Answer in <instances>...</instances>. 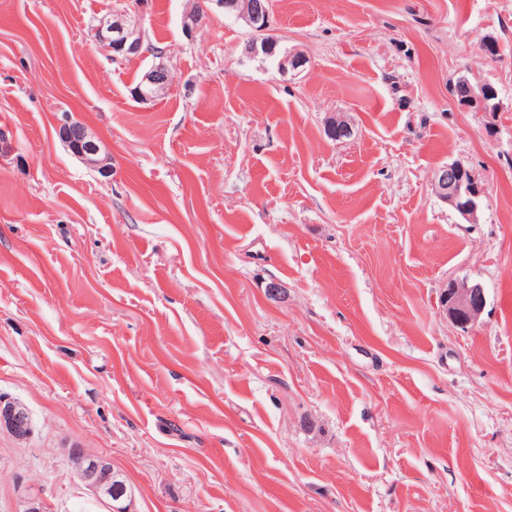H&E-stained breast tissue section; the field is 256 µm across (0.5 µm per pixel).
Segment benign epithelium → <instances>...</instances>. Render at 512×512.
I'll list each match as a JSON object with an SVG mask.
<instances>
[{"mask_svg":"<svg viewBox=\"0 0 512 512\" xmlns=\"http://www.w3.org/2000/svg\"><path fill=\"white\" fill-rule=\"evenodd\" d=\"M224 15L243 18L250 29V38L244 46V54L250 57H276L282 72L298 70L307 64L306 57L288 50L270 28L272 0H217ZM208 17L205 0H192V7L183 16V28L193 34L203 28ZM94 41L104 44L112 57L130 58L140 54L143 37L140 31L123 19H115L106 30L98 29ZM171 84L170 72L162 63L151 66L142 76L135 95L143 101L161 97ZM453 97L457 104L476 112H498L501 104L494 101L492 84L483 81L463 80L456 86ZM329 138L342 140L353 135L351 120L343 112L325 120ZM58 136L70 151L91 166L107 170V158L101 156L100 146L91 138L85 126L78 121L64 119L58 127ZM432 191L447 203L467 223L475 222L484 187L473 170L461 162L444 165L435 171ZM486 306L481 283L468 277L449 282L441 300L448 320L459 328L473 326L480 320ZM0 428L7 429L16 439L25 440L33 432L28 409L21 403L0 396ZM80 482L100 499L106 501L109 512H126L121 506L124 497L115 496L112 490V465L107 458L88 455L76 448L69 449ZM23 512H48V505L38 491L29 493L24 501Z\"/></svg>","mask_w":512,"mask_h":512,"instance_id":"1","label":"benign epithelium"}]
</instances>
